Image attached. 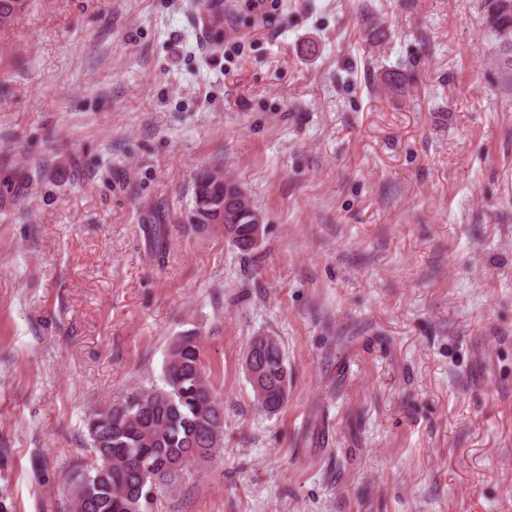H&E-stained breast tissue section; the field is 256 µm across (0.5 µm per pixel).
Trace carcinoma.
I'll use <instances>...</instances> for the list:
<instances>
[{
    "label": "carcinoma",
    "instance_id": "1",
    "mask_svg": "<svg viewBox=\"0 0 512 512\" xmlns=\"http://www.w3.org/2000/svg\"><path fill=\"white\" fill-rule=\"evenodd\" d=\"M28 0H0V28L13 25ZM483 20L497 38V71L512 87V0H483ZM387 87L400 94L410 91L400 73L385 76ZM197 175L194 205L203 224L216 216L224 201V179L208 181ZM231 243L242 253L253 250L246 242L252 228L243 218ZM252 357V384L257 407L267 413L280 410L287 400L288 367L279 341L263 344L256 337L247 352ZM91 448L99 466L76 470L69 484L79 488L71 499L72 512H146L157 493L178 483L189 466L208 461L224 451V404L207 375L199 337L187 333L172 342L162 384L140 388L117 404L98 409L88 425Z\"/></svg>",
    "mask_w": 512,
    "mask_h": 512
}]
</instances>
